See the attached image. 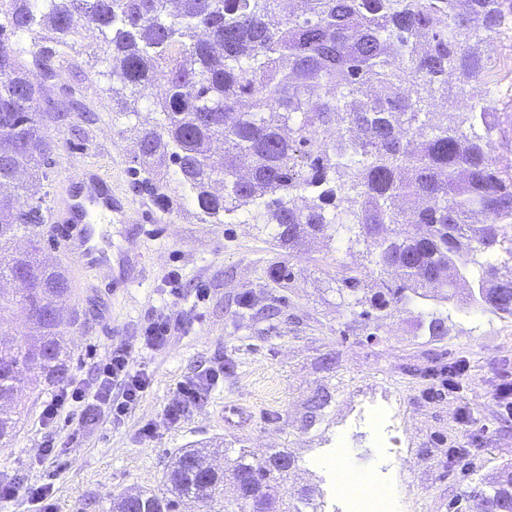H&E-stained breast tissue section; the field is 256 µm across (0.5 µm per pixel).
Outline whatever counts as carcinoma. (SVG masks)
<instances>
[{"label": "carcinoma", "instance_id": "cac0c4a2", "mask_svg": "<svg viewBox=\"0 0 512 512\" xmlns=\"http://www.w3.org/2000/svg\"><path fill=\"white\" fill-rule=\"evenodd\" d=\"M506 0H0V326L17 304L29 313L30 343L0 345V396H13L19 369L43 389L63 382L66 325L52 308L70 293L57 266L12 243L52 222L37 191L53 163L47 127L84 111L54 94L63 48L96 34L109 64L112 111L138 132L135 184L158 203L190 197L206 222L248 214L283 247L307 238L364 243L374 269L344 265L341 305L366 325L423 300L416 332L448 335V307L512 319V176L492 157L496 113L475 111L495 64L468 43L471 29L495 32ZM44 74L28 82L30 68ZM461 83L454 112L432 102ZM164 89L156 93L157 80ZM153 106L144 116L140 104ZM174 166L154 178V161ZM32 272L15 295L3 283ZM265 275L282 284L285 262ZM283 297H241L240 314L271 320ZM18 419L0 406V447ZM227 470L185 449L163 492L121 494L108 512H320L303 488L281 483L294 469L286 449L263 457L224 448ZM512 512V470L472 490Z\"/></svg>", "mask_w": 512, "mask_h": 512}]
</instances>
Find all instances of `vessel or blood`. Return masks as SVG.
<instances>
[{
	"instance_id": "vessel-or-blood-1",
	"label": "vessel or blood",
	"mask_w": 512,
	"mask_h": 512,
	"mask_svg": "<svg viewBox=\"0 0 512 512\" xmlns=\"http://www.w3.org/2000/svg\"><path fill=\"white\" fill-rule=\"evenodd\" d=\"M74 187L75 191L70 196L64 215L55 216L54 221L58 224L67 223L64 240L70 252L80 259L84 267L99 272L106 269L107 262L97 256L95 248L90 247V234L85 222L89 207L111 209L112 193L104 178L97 173H82L75 181Z\"/></svg>"
}]
</instances>
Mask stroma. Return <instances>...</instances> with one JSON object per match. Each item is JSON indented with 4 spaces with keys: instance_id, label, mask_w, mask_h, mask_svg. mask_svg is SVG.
<instances>
[{
    "instance_id": "obj_1",
    "label": "stroma",
    "mask_w": 512,
    "mask_h": 512,
    "mask_svg": "<svg viewBox=\"0 0 512 512\" xmlns=\"http://www.w3.org/2000/svg\"><path fill=\"white\" fill-rule=\"evenodd\" d=\"M469 39L497 46L488 96L499 123L494 157L498 167L512 169V17L495 33L474 30ZM73 57L55 90L80 88L94 120L78 133L49 127L54 162L39 190L53 203L85 167L110 181L120 211L108 220L94 217L91 234L111 254V272L104 277L83 268L45 226L18 236L15 245L24 249L39 240L71 281L63 314L80 320L67 336L70 377L94 379L112 344L139 335L169 300L174 271L180 323L165 353L142 358L148 386L136 405L119 418L104 414L95 429L77 432L79 414L70 408L42 422L47 394L22 385L19 404L27 414L11 445L0 448V475L49 485L52 512H107L125 491L161 489L178 451L218 442L259 455L285 448L296 460L289 482L310 487L322 512H335L324 451L340 448L355 479L388 484L396 512H450L452 500L512 468V415L495 401L499 384L512 380L511 320L455 312L447 336L431 341L415 335L410 313L401 312L369 336L333 290L338 265L366 263L364 246L319 240L290 256L261 225L204 223L188 199L162 209L132 184L136 132L112 112L101 44L85 35ZM285 259L293 266L291 280L268 281L264 268ZM245 294L287 297L274 331L237 317ZM223 357L235 361V372L178 425L168 424L164 410L180 381ZM451 363L465 369L453 393L441 372ZM324 391L330 404L311 412L312 399ZM230 403L250 411L247 427L225 426ZM49 446L53 454L44 455ZM451 448L460 454L448 465Z\"/></svg>"
}]
</instances>
